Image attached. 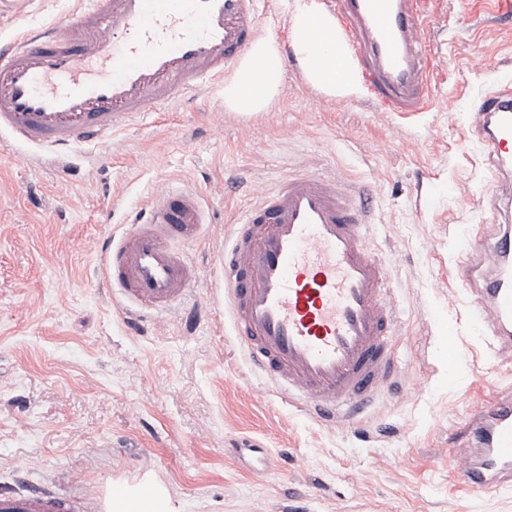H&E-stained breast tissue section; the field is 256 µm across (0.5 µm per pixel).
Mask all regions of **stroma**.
Returning a JSON list of instances; mask_svg holds the SVG:
<instances>
[{"label": "stroma", "mask_w": 512, "mask_h": 512, "mask_svg": "<svg viewBox=\"0 0 512 512\" xmlns=\"http://www.w3.org/2000/svg\"><path fill=\"white\" fill-rule=\"evenodd\" d=\"M78 0H0V41ZM292 0H256L285 42ZM431 107L382 112L328 97L287 57L266 111L212 85L103 142L34 154L0 140V490L82 497L160 487L176 512H512V487L474 492L451 467L466 417L512 388V357L471 328L455 239L490 221V165L470 98L512 82V0H421ZM369 188L372 249L394 282V357L411 381L355 425L320 422L252 371L224 309V242L257 184L305 168ZM201 198L183 247L187 299L128 323L98 248L156 195ZM459 353L457 374L448 351ZM277 465L262 469L259 454Z\"/></svg>", "instance_id": "35a3bbf8"}]
</instances>
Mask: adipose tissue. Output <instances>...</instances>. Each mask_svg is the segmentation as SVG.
<instances>
[{
	"instance_id": "ef3b65f1",
	"label": "adipose tissue",
	"mask_w": 512,
	"mask_h": 512,
	"mask_svg": "<svg viewBox=\"0 0 512 512\" xmlns=\"http://www.w3.org/2000/svg\"><path fill=\"white\" fill-rule=\"evenodd\" d=\"M330 31L322 49H314L307 32ZM335 17L315 5L314 0H295L290 15L289 46L301 62L309 83L329 97L348 96L358 90V76L349 48L335 36ZM280 44L268 37L258 38L247 57L224 86V104L235 112L251 116L271 104L283 73Z\"/></svg>"
}]
</instances>
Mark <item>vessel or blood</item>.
I'll use <instances>...</instances> for the list:
<instances>
[{
  "label": "vessel or blood",
  "mask_w": 512,
  "mask_h": 512,
  "mask_svg": "<svg viewBox=\"0 0 512 512\" xmlns=\"http://www.w3.org/2000/svg\"><path fill=\"white\" fill-rule=\"evenodd\" d=\"M254 0H85L63 23L22 28L0 43V135L64 152L108 139L145 112L223 82L258 36ZM336 34L379 110L421 112L430 67L420 0H335ZM471 133L494 174L512 165V89L469 104ZM224 247L233 334L253 370L305 413L342 424L381 390L401 384L392 336L397 305L381 259L367 245L372 200L306 169L258 189ZM494 241L465 235L458 269L477 334L512 354V195L493 191ZM198 196L164 193L100 245L123 309L160 311L184 298L193 265L172 247L200 237ZM453 464L469 489L512 485V393L463 425ZM91 498L0 492V512H99Z\"/></svg>",
  "instance_id": "1"
}]
</instances>
